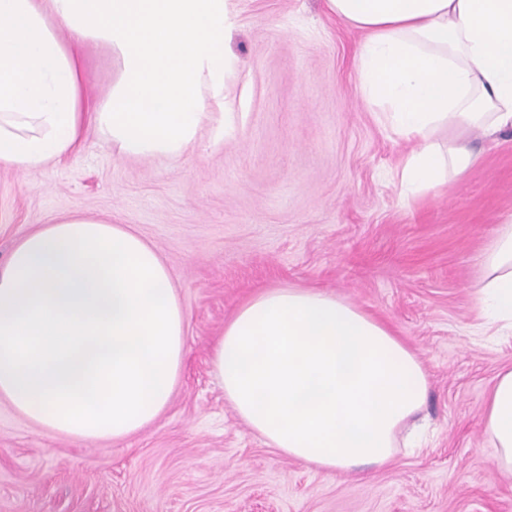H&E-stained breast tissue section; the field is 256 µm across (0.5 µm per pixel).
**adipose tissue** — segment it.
Here are the masks:
<instances>
[{
  "label": "adipose tissue",
  "instance_id": "adipose-tissue-1",
  "mask_svg": "<svg viewBox=\"0 0 512 512\" xmlns=\"http://www.w3.org/2000/svg\"><path fill=\"white\" fill-rule=\"evenodd\" d=\"M366 39L362 95L418 148L415 194L477 163L463 141L512 130V0H328ZM224 0H0V166L28 172L77 148L86 124L123 155L177 157L222 89ZM108 47L120 70L89 107L78 54ZM482 316L512 323V224L481 260ZM186 315L157 252L80 215L25 235L0 273V397L49 432L121 440L153 422L178 383ZM224 397L282 454L344 471L393 460L417 431L429 376L382 321L334 294L269 288L213 350ZM491 464L512 472V367L483 409Z\"/></svg>",
  "mask_w": 512,
  "mask_h": 512
}]
</instances>
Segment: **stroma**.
I'll use <instances>...</instances> for the list:
<instances>
[{
  "label": "stroma",
  "mask_w": 512,
  "mask_h": 512,
  "mask_svg": "<svg viewBox=\"0 0 512 512\" xmlns=\"http://www.w3.org/2000/svg\"><path fill=\"white\" fill-rule=\"evenodd\" d=\"M223 141L203 128L177 158H130L95 126L68 158L0 168V271L27 233L81 214L139 235L187 317L164 412L118 441L48 433L0 399V512H512L493 470L485 395L512 366V332L483 326L481 258L512 217V131L473 138L476 166L417 199L397 174L412 143L361 95L365 39L326 0H227ZM102 101L118 62L84 50ZM316 288L387 323L431 387L422 447L389 465L328 471L291 459L224 398L213 347L266 288Z\"/></svg>",
  "instance_id": "35a3bbf8"
}]
</instances>
